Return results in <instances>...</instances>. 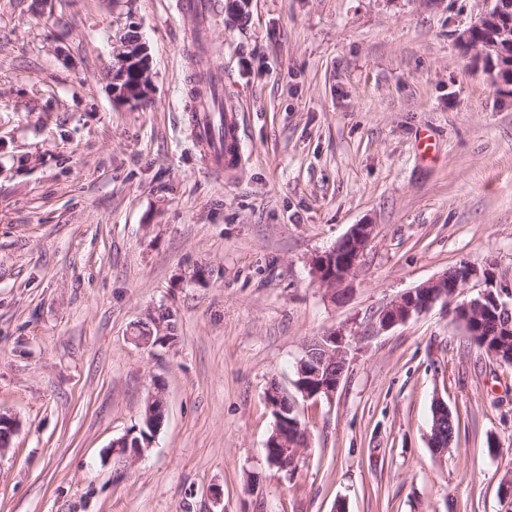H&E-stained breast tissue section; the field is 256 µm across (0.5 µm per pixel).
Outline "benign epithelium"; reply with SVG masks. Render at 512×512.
<instances>
[{
  "label": "benign epithelium",
  "mask_w": 512,
  "mask_h": 512,
  "mask_svg": "<svg viewBox=\"0 0 512 512\" xmlns=\"http://www.w3.org/2000/svg\"><path fill=\"white\" fill-rule=\"evenodd\" d=\"M133 36L120 40L117 52V62L112 71H120V77L112 79V97L132 106L144 105L150 100L151 66L146 43L142 40L138 24L131 22L127 25ZM461 45L467 49H475L482 57L485 70L489 75L504 80L509 79L512 70V0H492L491 6L482 12L474 23L459 34ZM372 237V225L354 224L335 245L316 256L312 261L314 277L329 288L336 300L347 298L346 283L356 270L360 257ZM483 277L486 289L476 298L461 303L460 311L454 313L455 320L461 327H466L469 320L480 318L481 314L491 312L495 315L499 329L503 335H512V302L501 299L503 287L488 271H481L470 264L457 266L435 279L424 282L417 287L401 294L386 306L376 316V325L380 330H388L398 324H403L413 316L419 315L437 303L444 304L456 297L459 289L465 287L472 279ZM322 363L336 366L335 375L318 388V392L308 395L304 393L300 382H295L299 392L308 399L318 398L323 392L330 398L339 388L346 371L349 344L341 329H330L322 335ZM435 420L431 446L444 451L448 445L444 443L445 435L439 430L438 420L448 416V405L438 400L434 404ZM283 433L279 434L277 443L284 451L269 457L271 467L286 471L295 467L296 456H288V418L277 416ZM154 435H149L145 445H131V435L126 434L112 440V454L122 455L130 461L140 458L144 447L151 446Z\"/></svg>",
  "instance_id": "benign-epithelium-1"
}]
</instances>
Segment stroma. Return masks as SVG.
I'll return each mask as SVG.
<instances>
[{
	"instance_id": "stroma-1",
	"label": "stroma",
	"mask_w": 512,
	"mask_h": 512,
	"mask_svg": "<svg viewBox=\"0 0 512 512\" xmlns=\"http://www.w3.org/2000/svg\"><path fill=\"white\" fill-rule=\"evenodd\" d=\"M208 51L178 0H0V512H506L512 365L442 305L381 331L376 312L468 262L512 291V82L458 43L486 0H215ZM137 22L152 97L115 102L116 36ZM237 107V166L191 131L194 74ZM372 237L332 300L311 262ZM169 309L173 345L133 340ZM344 328L332 399L301 398L307 341ZM309 443L268 466L270 382ZM163 387L165 423L132 466ZM459 420L429 446L433 402ZM163 423V422H162ZM162 423L159 426H155L152 430V433L148 435V439L145 441L146 446H141L135 443L134 447H131L130 439L132 437L131 434H126L123 437H120L118 439H113L112 444L109 448H112V454L113 455H122L123 457H126L129 461H135L136 459H140L144 452L145 448H149L152 444V439L154 438L156 432L160 429L162 426ZM124 448L126 450L124 451ZM131 448H135V450H131ZM141 456V457H140Z\"/></svg>"
}]
</instances>
